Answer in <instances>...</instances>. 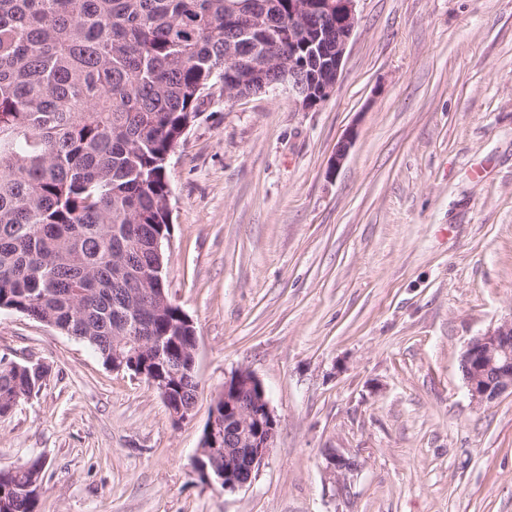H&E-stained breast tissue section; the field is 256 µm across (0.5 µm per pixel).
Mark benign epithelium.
Here are the masks:
<instances>
[{
    "label": "benign epithelium",
    "instance_id": "obj_1",
    "mask_svg": "<svg viewBox=\"0 0 512 512\" xmlns=\"http://www.w3.org/2000/svg\"><path fill=\"white\" fill-rule=\"evenodd\" d=\"M355 4L356 0H290L288 43L297 51L288 55V66L280 67L277 80L268 88L288 90L303 112L326 101L338 83L356 27ZM270 66L261 54L229 57L224 68V95L235 94L233 86L240 76L257 75ZM162 271L160 264L146 268L141 280L165 301ZM461 362L467 369L465 384L474 403H491L512 393V322L470 340ZM276 428L263 383L245 369L234 372V378L224 379V416L212 413L209 443L203 445L224 452V458H233V463L213 475L204 468L197 471L198 477L231 492L246 486L272 448ZM327 464L339 478L356 470L355 460L340 453L327 454Z\"/></svg>",
    "mask_w": 512,
    "mask_h": 512
}]
</instances>
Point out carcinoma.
<instances>
[{
	"label": "carcinoma",
	"instance_id": "obj_1",
	"mask_svg": "<svg viewBox=\"0 0 512 512\" xmlns=\"http://www.w3.org/2000/svg\"><path fill=\"white\" fill-rule=\"evenodd\" d=\"M0 0V309L126 359L186 403L169 378L191 337L182 311L157 309L137 273L170 234L166 164L234 49L288 56V0ZM152 342L118 347L126 330ZM0 358V417L39 392L41 375ZM46 464L0 472V512H38Z\"/></svg>",
	"mask_w": 512,
	"mask_h": 512
}]
</instances>
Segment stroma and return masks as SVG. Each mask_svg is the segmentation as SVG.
<instances>
[{"label": "stroma", "mask_w": 512, "mask_h": 512, "mask_svg": "<svg viewBox=\"0 0 512 512\" xmlns=\"http://www.w3.org/2000/svg\"><path fill=\"white\" fill-rule=\"evenodd\" d=\"M355 11L315 110L218 83L169 156L164 279L197 335L186 420L0 310V357L49 369L0 419V469L46 462L39 512H512V395L475 405L461 371L466 344L512 320V0ZM239 369L277 429L226 492L194 461ZM330 451L357 469L336 478Z\"/></svg>", "instance_id": "stroma-1"}]
</instances>
